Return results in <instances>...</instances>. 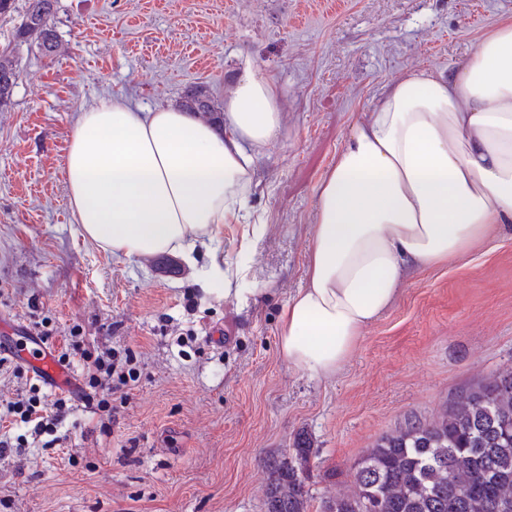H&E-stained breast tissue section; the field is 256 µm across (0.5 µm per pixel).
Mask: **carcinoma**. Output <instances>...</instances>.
Wrapping results in <instances>:
<instances>
[{"mask_svg": "<svg viewBox=\"0 0 512 512\" xmlns=\"http://www.w3.org/2000/svg\"><path fill=\"white\" fill-rule=\"evenodd\" d=\"M57 0H25L16 39L53 54ZM185 108L215 111L201 86ZM316 451L300 440L288 456H270L266 512H310L307 489ZM350 491L323 512H512V369L478 386L435 420L409 419L352 466Z\"/></svg>", "mask_w": 512, "mask_h": 512, "instance_id": "carcinoma-1", "label": "carcinoma"}]
</instances>
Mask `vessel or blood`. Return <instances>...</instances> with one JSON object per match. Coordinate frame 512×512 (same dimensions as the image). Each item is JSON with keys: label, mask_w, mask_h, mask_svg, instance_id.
Wrapping results in <instances>:
<instances>
[{"label": "vessel or blood", "mask_w": 512, "mask_h": 512, "mask_svg": "<svg viewBox=\"0 0 512 512\" xmlns=\"http://www.w3.org/2000/svg\"><path fill=\"white\" fill-rule=\"evenodd\" d=\"M3 354L30 367L51 389L74 391L75 383L69 369L34 331H26L17 339L0 344V355Z\"/></svg>", "instance_id": "obj_1"}]
</instances>
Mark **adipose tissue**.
Returning a JSON list of instances; mask_svg holds the SVG:
<instances>
[{"instance_id": "1", "label": "adipose tissue", "mask_w": 512, "mask_h": 512, "mask_svg": "<svg viewBox=\"0 0 512 512\" xmlns=\"http://www.w3.org/2000/svg\"><path fill=\"white\" fill-rule=\"evenodd\" d=\"M281 91L244 64L220 121L121 97L81 107L68 136L79 235L120 259L189 254L247 219L257 157L282 129ZM302 288L278 344L336 376L407 275L461 258L512 224V22L456 71H411L356 123L317 188Z\"/></svg>"}]
</instances>
